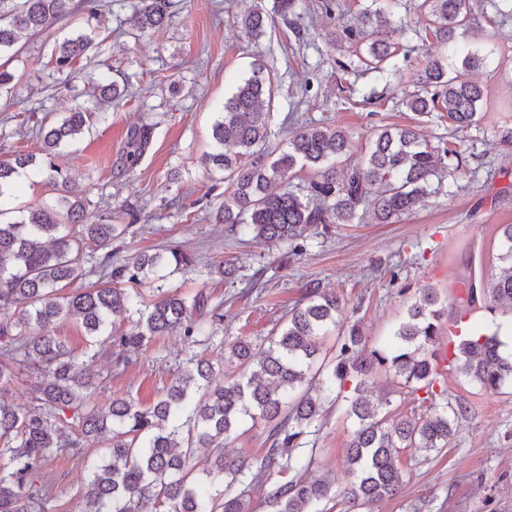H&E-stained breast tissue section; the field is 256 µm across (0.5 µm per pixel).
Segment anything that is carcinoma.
<instances>
[{
  "label": "carcinoma",
  "mask_w": 512,
  "mask_h": 512,
  "mask_svg": "<svg viewBox=\"0 0 512 512\" xmlns=\"http://www.w3.org/2000/svg\"><path fill=\"white\" fill-rule=\"evenodd\" d=\"M395 0H379L362 16L361 28L343 35L358 45L365 70L385 75L398 55L392 32L382 18L393 14ZM472 0H420L429 22L426 35L443 47L471 24ZM96 17V0H0V56L15 49L20 34H39L78 8ZM172 0H142L138 28L142 33L167 25L174 16ZM245 37L265 33L266 16L250 10L238 18ZM93 40L86 34L66 38L54 47L56 65L63 69L86 55ZM485 63L469 52L461 67L427 57L413 78L420 92L406 107L417 115L445 112L448 121L464 129L482 118L484 90L468 72ZM101 100L123 97L117 82L104 76L95 81ZM269 72L254 66L224 102L212 126L213 148L205 164L224 174L232 192L224 197L215 219L242 227L254 242L288 244L295 255L305 249L307 233L329 232L330 224H351L358 208L377 224H390L413 211L439 177L441 160L462 157L460 148L441 142L433 146L410 126L384 128L366 153L354 155L346 132L323 126H300L288 137V150L272 159L266 154L271 136L262 109L271 103ZM88 109L78 107L55 124L40 128L42 163L29 156L0 161V391L6 393L24 377L29 406L18 409L0 399V512H49L39 474L45 462L80 450L86 441L109 449L90 469L79 512H251L250 491L260 483L276 512H324L320 505L336 498L350 504L347 512L395 497L403 484L396 465L400 452L412 448L430 454L448 447L454 424L466 407L446 403L419 421L394 420L362 396L367 379L378 368L391 370L411 393L436 397L439 372L429 347L437 338L446 306L433 288H424L407 310V317L385 348L366 347L352 330L336 340L333 363L315 365L319 339L336 324L340 310L334 293L308 292L304 304L288 313L280 332L260 353L246 340L224 350V361L242 366L239 379L223 382L209 359L190 358L183 371L152 407L114 397L102 409L91 404L93 386L87 364L51 329L62 318L77 317L91 336H109L111 361L126 366L152 338L178 333L190 343L224 321L221 305L210 303L203 291L188 298L160 284L148 304L138 285L161 268L186 272L190 258L169 249L152 258L136 257L112 264V240L126 231L121 224H85L84 204L72 194L57 160L85 132ZM147 125L128 135L130 164L150 141ZM313 171L306 190L288 189L296 168ZM20 169L46 172L59 193L57 202L41 206H11ZM104 251L97 282L67 291L80 276L84 245ZM497 259L500 272L470 279L467 298L479 302L512 303V224L502 226ZM136 313L134 329L121 332V322ZM498 333L475 331L454 346L450 365L470 383L496 393L512 383V354L501 351ZM355 381L357 396L349 400L356 428L348 447L349 480L342 487L331 478L304 477L314 463V449L302 447L303 437L322 416L336 388ZM250 420L268 428L270 445L253 461L222 452L215 455L209 476L224 477V488L211 496L194 474L199 448H222L238 426Z\"/></svg>",
  "instance_id": "1"
}]
</instances>
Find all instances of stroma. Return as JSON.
Wrapping results in <instances>:
<instances>
[{
	"label": "stroma",
	"mask_w": 512,
	"mask_h": 512,
	"mask_svg": "<svg viewBox=\"0 0 512 512\" xmlns=\"http://www.w3.org/2000/svg\"><path fill=\"white\" fill-rule=\"evenodd\" d=\"M274 2L174 0L171 23L143 34L135 26L139 0H97L99 21L76 12L46 33L22 38L6 64L15 80L13 88L0 91V160L38 152L39 127L76 106L93 107L89 82L98 74L125 86L121 100L105 104L108 120L90 116L83 138L61 160L84 199V221L127 225L112 242L118 263L171 247L190 254V271L167 278L166 287L201 290L223 306L224 322L214 336L196 344L175 333L158 338L121 369L112 365L108 337L88 335L74 318L57 323L55 336L87 361L99 405L115 397L152 404L190 357L220 360L225 346L238 340L263 350L313 289L341 301L338 322L323 342L329 357L336 354L337 337L352 330L367 347L390 343L424 288L437 289L448 306L439 331L444 343L455 341L452 329L459 325L497 323L502 338L512 337V306H469L462 287L475 265L497 270L499 227L512 224V141L505 138L512 129V15L498 16L492 0H482L475 28L462 38L490 60L472 73L488 93L482 119L459 130L442 113L418 116L406 109L404 100L415 91L410 76L385 81L361 70L342 30L358 27L372 0H305L303 17L289 23L274 13ZM418 3L400 0L391 18L393 37L412 63L445 55L426 39L428 17ZM250 8L269 18L256 43L236 25L237 15ZM83 30L90 31L93 48L70 69L58 70L51 58L54 41ZM254 62L270 71L276 88L270 151L286 150L290 130L306 123L344 130L358 151L380 129L409 125L430 144L460 143L463 156L445 159L442 181L393 223L331 225L329 233L310 236L300 255L252 243L216 222L228 185L207 171L203 157L211 150L218 112ZM142 125L150 127L151 139L131 169L127 136ZM230 264L237 268L231 281L218 273ZM442 387L449 401L467 407L466 416L440 454L401 451L404 484L373 512H512V388L488 393L451 370ZM364 395L386 400L395 419L428 414L389 371L377 370ZM354 428L345 400L327 408L319 433L305 438L315 451L309 477H345ZM104 453L87 443L77 454L45 463L41 483L50 512H77L88 469Z\"/></svg>",
	"instance_id": "1"
}]
</instances>
